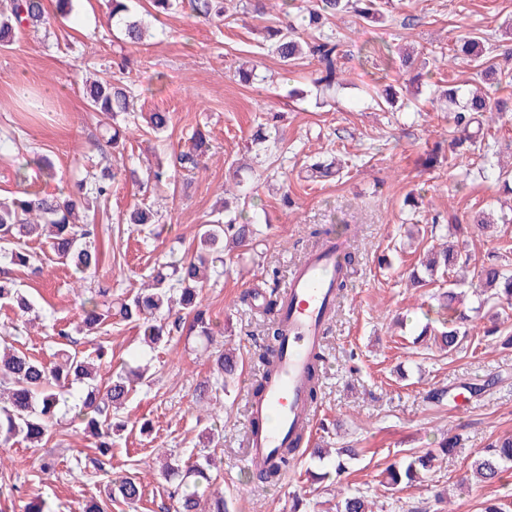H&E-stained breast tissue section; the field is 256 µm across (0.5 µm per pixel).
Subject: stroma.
<instances>
[{
    "mask_svg": "<svg viewBox=\"0 0 512 512\" xmlns=\"http://www.w3.org/2000/svg\"><path fill=\"white\" fill-rule=\"evenodd\" d=\"M146 33L142 44L117 39L107 0H73L70 17L30 31L0 49V197L17 191L16 170L31 151L54 163L53 188L84 176L91 164L105 167L114 157L107 139L113 123L91 111L83 79L94 73L108 79L114 61L128 58L135 90L134 109L169 111L171 126L156 133L146 124L127 127V153L138 170L156 156L186 148L193 129L210 143L204 164L191 176L173 173L169 183L147 191L137 183L116 185L95 216L105 251L97 282L113 296L136 292L159 256L191 249L200 224L221 206L225 171L231 161L253 166L257 233L244 258H231L228 271L203 289L201 306L213 328V349H234L238 379L218 393L213 416L200 415L196 387L209 375L195 339L175 333L146 352L150 381L139 386L120 416L126 426L112 438L103 470L84 468L96 456L95 442L72 425L57 426L45 448L19 442L0 447V512H24L33 495L54 512H84L87 501L103 500L108 481L137 475L143 495L137 504L114 500L106 512H175L173 486L160 475L167 454L187 459L204 429L218 431L212 453L219 466L215 487L232 499L236 512H291L294 497L302 512H336L338 492L356 493L373 512H480L488 498L512 501V467L497 483L467 481L474 453L494 438L512 433V345L487 337L492 309H479L480 290L461 289L459 310L471 313V343L448 354L415 342L424 324L439 326L443 282L412 285L432 241L466 243L476 259L495 260L500 246H512V223H501L512 209V194L478 156L467 154L452 166L426 167L427 144L448 143L457 130L452 113L434 100V85L464 83L478 68L458 53L463 32L490 40L496 81L487 82L491 98L512 96V0H381L382 21L345 13L331 19L344 42L345 82L333 97L317 90L318 63L300 60L286 68L264 43V26L280 18L278 0H268L266 15L256 17L233 6L226 19L208 22L183 8L155 21L136 0ZM372 45L391 55L410 52L424 62L421 79L390 69L387 75L366 60ZM445 58L432 60L434 47ZM242 63L257 67L253 83H238ZM399 93L396 110L371 99L380 82ZM278 112L283 146L267 150L252 135L267 114ZM336 159L340 178L310 182L301 176L307 157ZM153 205L157 223L138 229L125 222L137 204ZM445 216L432 224L434 215ZM499 222L498 235L481 229L477 216ZM353 225L347 234L355 272L336 305L323 341L324 365L318 398L320 417L315 444L332 451L356 448L357 459L337 470L335 456L317 458L301 449L297 462L279 483L253 480L244 462L249 431L250 390L262 373L266 304L284 288L293 266L310 250L314 228ZM40 321L28 323L16 309L0 307V336L16 348L50 362L58 349L52 326L80 321L85 285L71 270L44 260L40 272L16 270ZM76 350L96 344L111 355L100 364L97 382L105 384L140 349L131 324L105 326L94 336L77 335ZM444 390L441 403L426 400ZM459 435L456 448L437 455L424 485L389 491L381 472L411 452L437 447L443 437ZM57 460L54 473L39 469L43 453ZM447 489V508L434 494Z\"/></svg>",
    "mask_w": 512,
    "mask_h": 512,
    "instance_id": "stroma-1",
    "label": "stroma"
}]
</instances>
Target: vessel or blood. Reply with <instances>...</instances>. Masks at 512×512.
<instances>
[{"instance_id": "obj_1", "label": "vessel or blood", "mask_w": 512, "mask_h": 512, "mask_svg": "<svg viewBox=\"0 0 512 512\" xmlns=\"http://www.w3.org/2000/svg\"><path fill=\"white\" fill-rule=\"evenodd\" d=\"M344 249V241L327 242L298 262L288 280L280 310L277 370L264 380L261 396L248 403L245 459L251 467L272 464L281 448L312 432L318 407L309 400V371L336 306L334 285Z\"/></svg>"}]
</instances>
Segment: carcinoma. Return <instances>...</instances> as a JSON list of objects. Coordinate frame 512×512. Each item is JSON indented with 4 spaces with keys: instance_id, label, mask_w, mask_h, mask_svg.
<instances>
[{
    "instance_id": "obj_1",
    "label": "carcinoma",
    "mask_w": 512,
    "mask_h": 512,
    "mask_svg": "<svg viewBox=\"0 0 512 512\" xmlns=\"http://www.w3.org/2000/svg\"><path fill=\"white\" fill-rule=\"evenodd\" d=\"M131 0H111L112 22L123 35L124 41L137 46L142 43L145 30L140 22L130 19ZM191 12L205 21L224 17V0H185ZM297 0H282L286 19L268 27V41L272 52L286 66L294 65L306 56H312L321 65L315 79L323 90L330 91L340 85L342 74V37L327 26L329 18L353 10L365 20L380 17L376 0H316L308 9V27L316 31L309 40L304 39L297 28L287 20ZM9 11L0 10V47L7 48L24 28L37 30L49 26L53 19L67 17L72 11V0H57L55 14H49L43 0H8ZM460 51L480 60L485 70L478 77L485 79L494 74L488 66L489 59L477 47L484 43L479 37L464 36L460 39ZM366 58L376 69L384 72L391 68L393 60L381 47L366 49ZM116 72L107 81L94 80L84 85L88 106L94 112H106L112 120L122 118L136 123L137 114L132 109L134 98L131 83L126 79L129 66L123 59L115 63ZM433 95L445 99L453 109L454 122L460 132L455 147L479 152V158L493 167L496 154L494 145L485 141V123L497 117L505 106L492 101L488 94H479L460 85L438 86ZM171 113L156 110L148 115V126L155 132L169 128ZM204 139L196 129L189 138V146L166 161H159L148 175L146 186L157 187L170 178L175 168L184 173L199 169L205 155ZM36 167L44 181L56 179L55 168L38 152L18 169V195L9 201H0V305L11 306L23 313L34 310L33 303L20 288L13 276L17 266L32 268L39 262L37 255L25 249L27 242L41 241L62 262L81 274H94L101 262L102 253L97 241L98 226L88 222V212L108 200L112 185L136 179V169L127 164H115L103 168L100 173L74 183L66 193H46L35 188L29 181L26 169ZM307 178L316 181L339 174L336 163H326L312 158L306 163ZM234 185L240 188L237 204L224 205V216L200 226L191 251L181 257H171L155 264L147 286L140 288L128 299L119 302L112 310V298L107 288H90L81 302L82 318L77 332L89 336L97 332L108 318L116 314L121 321L133 323L143 331L145 342L157 345L169 337L168 325L180 328L183 320L190 319L189 330L201 339H211L212 327L206 312L200 306V292L212 277L220 274L224 265V252L240 248L255 233L252 221L245 218L246 205L252 200L243 189L244 180L239 170L232 171ZM157 213L148 206L136 205L129 211L126 223L135 226L156 223ZM422 265L430 276H451L457 266L472 267V279L483 287L484 303L500 310L512 309V275L496 262L472 263V255L464 249L448 247L426 250ZM464 283L462 278L448 281V290L442 292L448 318L442 328L424 326L422 333L433 334L435 346L451 352L468 336L469 316L455 308L458 298L456 288ZM57 360L46 364L15 348L7 336H0V445L6 446L18 439L34 447H43L51 440L59 419H71L84 426V431L98 441L97 448L112 447V433L124 428L117 418L120 409L132 399L136 385L143 380V370L137 365L140 357L132 358L136 365L126 366L100 389L91 385L95 380V366L105 356L103 347L94 354L61 350ZM321 354H316L310 372L309 398L316 401L320 391ZM217 376L199 383L196 403L209 407L211 395L232 382L238 371V361L232 350L213 356ZM294 449L286 448L277 465L254 472L263 482H276L281 473L294 466ZM432 451L413 454L401 465H390L383 472L382 485L393 491L404 485L410 487L422 478V473L432 467ZM512 464V435L502 436L478 452L470 464L471 475L482 483L492 484L500 478L504 468ZM214 457L202 448L194 453L191 461L183 464L169 463L163 473L177 480L174 496L177 512H230L224 495L210 491L213 483ZM108 499H120L127 504L138 502L142 484L135 476L106 485ZM339 512H368L364 497L346 494L338 503Z\"/></svg>"
}]
</instances>
